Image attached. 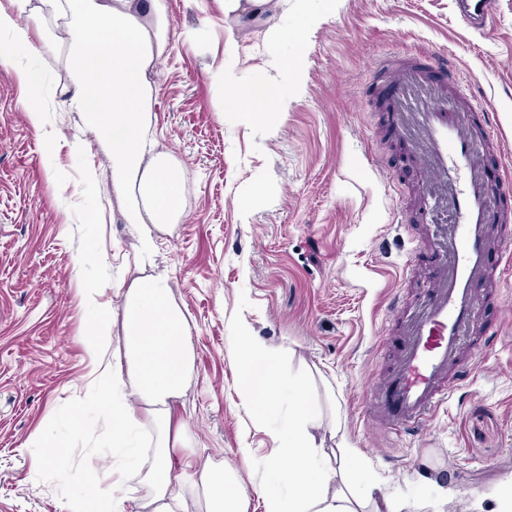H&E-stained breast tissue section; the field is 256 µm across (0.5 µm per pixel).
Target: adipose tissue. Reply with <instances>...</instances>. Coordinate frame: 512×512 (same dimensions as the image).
<instances>
[{"label":"adipose tissue","instance_id":"1","mask_svg":"<svg viewBox=\"0 0 512 512\" xmlns=\"http://www.w3.org/2000/svg\"><path fill=\"white\" fill-rule=\"evenodd\" d=\"M73 41L70 70L74 89L69 111L81 113L88 129L106 147L112 190L122 216L135 230L145 261L155 255L154 229L181 211V183L167 155L158 152L152 132L154 87L148 73L169 48L164 0H42ZM280 23L269 26L268 67L252 81L221 73L224 113L276 134L275 116L285 114L305 87L298 65L279 57L287 39ZM102 291L82 290L90 313L86 349L94 362L89 383L100 406L112 415V445L131 455L142 422L158 431L149 487L138 512H177L185 491L172 487V450L182 432L173 424L172 403L192 368L188 321L159 275L134 281L124 294L121 315L104 310ZM122 325L124 350H111L114 325ZM235 372L245 402L262 423L277 422L278 456L267 463L269 481L260 489L265 512H359L348 493L351 470L316 433L336 432L339 419L324 414L306 386L285 379L266 344L240 329L234 344ZM190 491L201 494L202 512H244L245 492L223 465L205 460Z\"/></svg>","mask_w":512,"mask_h":512}]
</instances>
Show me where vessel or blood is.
<instances>
[{
    "mask_svg": "<svg viewBox=\"0 0 512 512\" xmlns=\"http://www.w3.org/2000/svg\"><path fill=\"white\" fill-rule=\"evenodd\" d=\"M463 25H491L492 0H456ZM393 88L385 111L397 139L421 172L419 212L434 225L430 243L438 274L416 310L386 374L369 395L367 416L387 430L414 435L450 401L474 357L464 339L486 297L479 285L499 288L501 268L490 266L494 196L485 169L500 138L490 110L467 94L448 58L414 52L381 66Z\"/></svg>",
    "mask_w": 512,
    "mask_h": 512,
    "instance_id": "1",
    "label": "vessel or blood"
}]
</instances>
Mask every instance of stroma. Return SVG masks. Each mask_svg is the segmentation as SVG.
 <instances>
[{
  "label": "stroma",
  "instance_id": "1",
  "mask_svg": "<svg viewBox=\"0 0 512 512\" xmlns=\"http://www.w3.org/2000/svg\"><path fill=\"white\" fill-rule=\"evenodd\" d=\"M165 3L170 51L149 75L153 130L180 170L182 212L156 231L151 266L139 262L138 239L123 222L106 148L66 107L61 23L46 19V54L0 33V512H65L73 489L101 484L113 459L112 419L88 385L81 290L98 284L105 307L119 311L134 280L159 274L189 322L193 351L173 404L185 437L174 477L199 459L225 463L246 493V512H263L257 487L279 442L238 389L229 346L245 326L285 376L336 410L340 430L324 445L351 449L350 492L364 512L372 476L411 503L430 499L439 483L448 489L442 512H470L478 495L491 512V494L512 474V228L493 227L489 261L506 277L469 339L489 330L497 337L447 408L416 436L390 433L366 414L404 315L436 274L434 228L411 208L418 168L388 128L386 90L374 75L391 54L448 56L497 116L506 148L490 152L487 175L498 212L512 213V0H494V20L481 32L464 28L452 0H335L318 28L290 32L280 47L299 56L305 92L274 136L222 118L218 79L231 37L241 80L266 68L265 22L237 26L224 0ZM32 65L44 75L42 129L26 116L18 78ZM90 167L97 182L83 176ZM49 428L71 450L66 468L37 442Z\"/></svg>",
  "mask_w": 512,
  "mask_h": 512
}]
</instances>
